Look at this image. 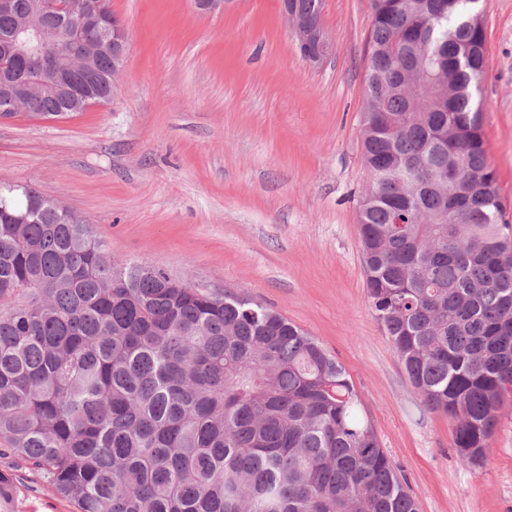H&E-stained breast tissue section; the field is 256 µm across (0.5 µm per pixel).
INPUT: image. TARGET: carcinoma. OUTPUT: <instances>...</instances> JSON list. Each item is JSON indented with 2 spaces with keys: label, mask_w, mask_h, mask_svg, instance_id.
Returning <instances> with one entry per match:
<instances>
[{
  "label": "carcinoma",
  "mask_w": 512,
  "mask_h": 512,
  "mask_svg": "<svg viewBox=\"0 0 512 512\" xmlns=\"http://www.w3.org/2000/svg\"><path fill=\"white\" fill-rule=\"evenodd\" d=\"M481 0H372L360 204L366 293L417 390L479 466L512 389V226L476 98ZM38 0H12L0 40ZM33 117L112 100V56L81 95L20 58ZM27 216L23 224L18 216ZM0 459L78 512H419L341 364L262 303L112 259L34 187H0ZM18 478L0 470V512Z\"/></svg>",
  "instance_id": "cac0c4a2"
}]
</instances>
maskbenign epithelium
<instances>
[{"mask_svg": "<svg viewBox=\"0 0 512 512\" xmlns=\"http://www.w3.org/2000/svg\"><path fill=\"white\" fill-rule=\"evenodd\" d=\"M238 0H193L200 14L225 12L234 7ZM38 9L43 14H56L58 25L51 28H26L16 31L11 42L18 52L34 57L43 65V73L56 79V65L78 51L81 36L94 24L108 21L107 12L99 9L90 16L78 0H42ZM282 16L295 38L298 48L304 49L303 57L311 64L321 63L333 50L332 42L321 27L315 26L298 0H281ZM104 46L112 51V86L114 95L122 92V76L125 71L129 38L123 23L118 22L103 29ZM19 87L0 86V112L15 111Z\"/></svg>", "mask_w": 512, "mask_h": 512, "instance_id": "benign-epithelium-1", "label": "benign epithelium"}]
</instances>
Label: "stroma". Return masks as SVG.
Wrapping results in <instances>:
<instances>
[{
	"mask_svg": "<svg viewBox=\"0 0 512 512\" xmlns=\"http://www.w3.org/2000/svg\"><path fill=\"white\" fill-rule=\"evenodd\" d=\"M126 25L123 91L69 119L0 120V185L33 186L91 222L119 260L243 294L345 369L420 512H512V393L482 465L417 392L365 290L359 201L370 0H324L334 50L300 55L279 0L202 16L191 0H111ZM488 162L512 224V0H482ZM16 512H75L24 473Z\"/></svg>",
	"mask_w": 512,
	"mask_h": 512,
	"instance_id": "35a3bbf8",
	"label": "stroma"
}]
</instances>
